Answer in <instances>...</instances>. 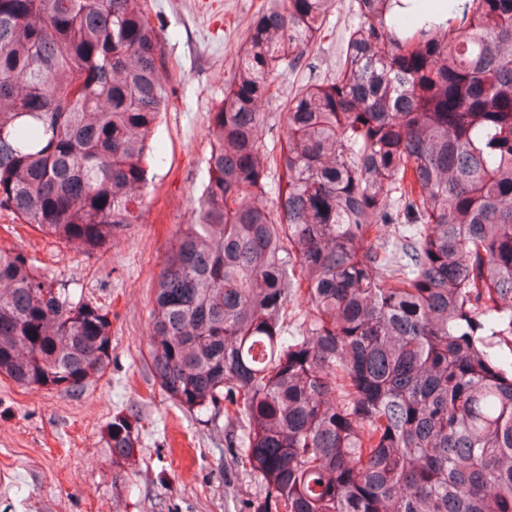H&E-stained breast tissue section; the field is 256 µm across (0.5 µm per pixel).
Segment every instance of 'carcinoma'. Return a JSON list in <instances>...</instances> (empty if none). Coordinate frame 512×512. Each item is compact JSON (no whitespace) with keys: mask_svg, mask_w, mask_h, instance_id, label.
Wrapping results in <instances>:
<instances>
[{"mask_svg":"<svg viewBox=\"0 0 512 512\" xmlns=\"http://www.w3.org/2000/svg\"><path fill=\"white\" fill-rule=\"evenodd\" d=\"M143 2L0 0V211L85 253L140 220L169 104ZM332 5L251 17L156 279L155 376L239 424L249 512H512V0H353L336 74L287 99L274 154L271 77ZM111 350L102 306L0 249L1 377L76 391ZM107 434L132 460L130 418Z\"/></svg>","mask_w":512,"mask_h":512,"instance_id":"cac0c4a2","label":"carcinoma"}]
</instances>
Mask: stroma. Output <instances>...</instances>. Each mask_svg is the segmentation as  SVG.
<instances>
[{"label": "stroma", "instance_id": "obj_1", "mask_svg": "<svg viewBox=\"0 0 512 512\" xmlns=\"http://www.w3.org/2000/svg\"><path fill=\"white\" fill-rule=\"evenodd\" d=\"M260 0H149L169 93L152 144L139 223L119 227L106 252L85 254L0 213V248L21 249L56 287L96 302L111 320L104 374L66 392L0 377V512H248L259 477L237 464L224 414L177 405L147 353L151 298L164 254L207 181L210 114L224 98ZM354 19L335 0L328 36L277 74L283 92L332 77ZM133 417L132 461L106 443L115 413Z\"/></svg>", "mask_w": 512, "mask_h": 512}]
</instances>
